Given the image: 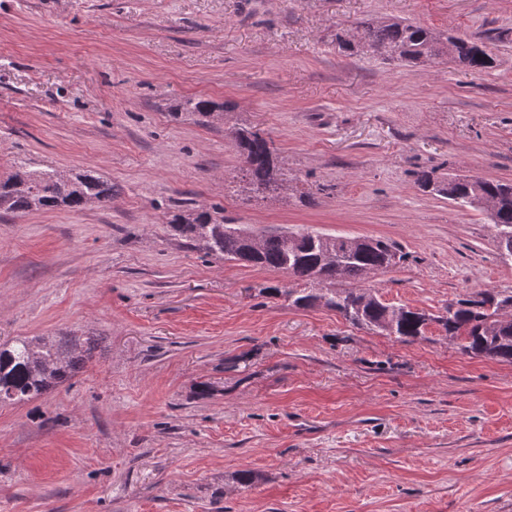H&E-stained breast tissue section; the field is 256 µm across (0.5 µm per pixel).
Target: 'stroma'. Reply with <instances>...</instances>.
I'll use <instances>...</instances> for the list:
<instances>
[{
    "mask_svg": "<svg viewBox=\"0 0 512 512\" xmlns=\"http://www.w3.org/2000/svg\"><path fill=\"white\" fill-rule=\"evenodd\" d=\"M391 16L486 32L497 65L338 51ZM189 97L223 120L173 116ZM241 127L272 140L277 192L250 195ZM21 161L94 170L112 200L0 217V344L91 348L0 407V512H512V364L291 307L265 289L295 279L168 226L388 239L408 258L370 285L430 313L512 289L488 217L417 183L512 182V0H0V180Z\"/></svg>",
    "mask_w": 512,
    "mask_h": 512,
    "instance_id": "35a3bbf8",
    "label": "stroma"
}]
</instances>
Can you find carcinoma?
Listing matches in <instances>:
<instances>
[{"instance_id":"obj_1","label":"carcinoma","mask_w":512,"mask_h":512,"mask_svg":"<svg viewBox=\"0 0 512 512\" xmlns=\"http://www.w3.org/2000/svg\"><path fill=\"white\" fill-rule=\"evenodd\" d=\"M360 36L378 56L391 61L422 65L448 52V35L438 34L401 18L360 23ZM338 50L347 56L360 53L351 36L338 31ZM458 65L468 70L492 68L496 58L480 34L456 46ZM223 105L210 99L188 98L176 105L173 116L190 114L201 124L223 116ZM235 141L245 164L249 190L264 194L288 183V172L277 166L271 139L260 131L240 128ZM441 193L462 206L479 208L488 199L498 203L490 216L496 239L512 242V183L481 177H453ZM112 199V183L91 170L64 177L52 168L18 164L0 181V213L24 214L33 210L66 208L72 211ZM172 235L216 259L243 262L280 271L304 283L302 288L271 286L266 293L283 297L288 305L307 309L325 307L352 325L394 336L402 341L425 337L427 326L437 323L448 340L466 352L512 364V290H484L448 303L442 315L384 303L377 290L365 285L372 275L393 267L391 258L404 262L407 255L395 244L373 239L354 246L344 236L314 231L287 230L255 235L238 224L213 220L207 211L175 214ZM344 281L353 283L339 288ZM79 337L63 341L55 336H20L0 344V405L26 403L71 378L79 369Z\"/></svg>"}]
</instances>
